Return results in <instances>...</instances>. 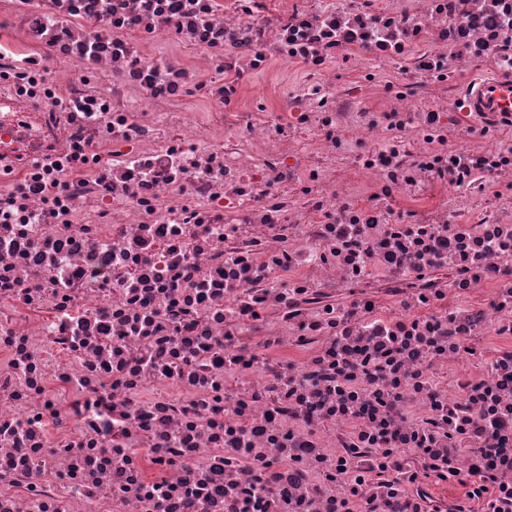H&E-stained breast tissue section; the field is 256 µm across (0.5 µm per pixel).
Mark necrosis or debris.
Wrapping results in <instances>:
<instances>
[{"label":"necrosis or debris","mask_w":512,"mask_h":512,"mask_svg":"<svg viewBox=\"0 0 512 512\" xmlns=\"http://www.w3.org/2000/svg\"><path fill=\"white\" fill-rule=\"evenodd\" d=\"M0 14V512H512V0Z\"/></svg>","instance_id":"necrosis-or-debris-1"}]
</instances>
